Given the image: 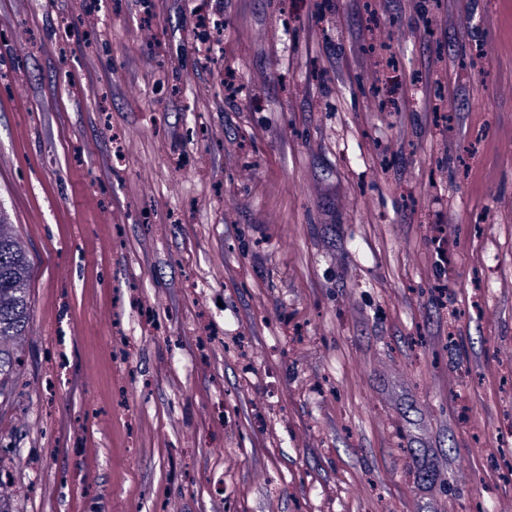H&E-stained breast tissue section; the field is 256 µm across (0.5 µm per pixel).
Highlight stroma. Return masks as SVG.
I'll list each match as a JSON object with an SVG mask.
<instances>
[{
    "mask_svg": "<svg viewBox=\"0 0 512 512\" xmlns=\"http://www.w3.org/2000/svg\"><path fill=\"white\" fill-rule=\"evenodd\" d=\"M153 2L0 0V504L512 512L499 0ZM0 224V398L12 388L15 343L28 320V259L21 244Z\"/></svg>",
    "mask_w": 512,
    "mask_h": 512,
    "instance_id": "35a3bbf8",
    "label": "stroma"
}]
</instances>
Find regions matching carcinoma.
I'll return each instance as SVG.
<instances>
[{"mask_svg":"<svg viewBox=\"0 0 512 512\" xmlns=\"http://www.w3.org/2000/svg\"><path fill=\"white\" fill-rule=\"evenodd\" d=\"M28 320V259L0 217V398L12 388L15 343Z\"/></svg>","mask_w":512,"mask_h":512,"instance_id":"cac0c4a2","label":"carcinoma"}]
</instances>
